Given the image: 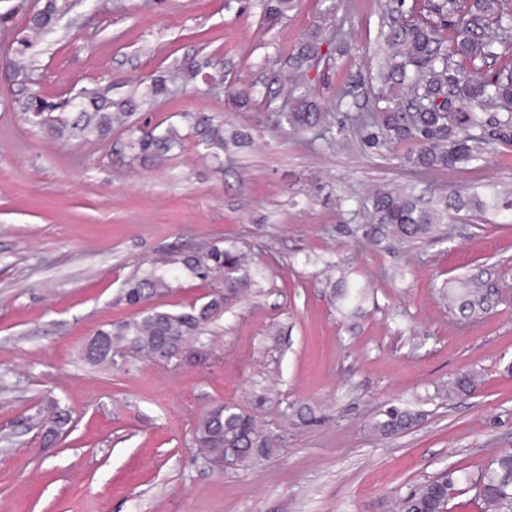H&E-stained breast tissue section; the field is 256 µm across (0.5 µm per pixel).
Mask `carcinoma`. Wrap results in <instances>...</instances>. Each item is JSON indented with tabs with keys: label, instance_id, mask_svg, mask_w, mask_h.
<instances>
[{
	"label": "carcinoma",
	"instance_id": "obj_1",
	"mask_svg": "<svg viewBox=\"0 0 512 512\" xmlns=\"http://www.w3.org/2000/svg\"><path fill=\"white\" fill-rule=\"evenodd\" d=\"M293 0H263L264 16L284 17ZM69 0H44L28 20L36 33L54 29L69 11ZM390 49L380 74L376 109L351 117L353 124L366 131L376 145L410 144L405 161L420 172L449 169L484 161L496 143H512V61L496 67L512 48V0H427L425 14L398 20L381 33ZM321 33L306 34L288 59L273 72L264 91L269 103L291 98L288 111L278 114L295 135L314 134L326 138L330 112L309 92L297 93L307 72L320 60ZM201 72L197 64L161 71L140 94L130 93L112 100V86L85 89L83 108L77 112L71 134L102 141L116 126H123L150 99L168 95L172 86L188 84ZM21 109L35 126L46 123V113L68 109L67 102H55L33 90ZM190 126L210 149L212 157L245 142L247 134L234 130L224 136V126L199 112L187 116ZM129 147L135 157L161 156L181 144L179 131L140 132L128 127ZM461 207L498 213L512 211V199L492 195L468 200L448 198L444 209L422 204L411 194L378 189L360 202L364 223L359 225L360 243L378 246L384 241H416L433 237L439 230L444 210ZM182 264L187 272L207 281L216 278L224 284L208 295V300L187 311L153 309L141 318L101 329L94 337L98 349L86 350V358L113 366L112 348L124 343L140 352L154 355L165 337L184 345L201 326L224 313V298L252 281L237 276L243 267V254L218 243L187 253ZM170 288L162 276L150 275L127 282L124 299L138 305L149 296ZM462 312L475 316L484 311L485 298L476 289H464L453 296ZM418 415L395 403L385 406L371 425L373 432L395 435L417 421ZM69 421V414L58 405L50 406L49 432L57 433ZM195 436L200 448L218 468L245 470L271 456L281 443V435L261 429L255 418L229 405L220 404L202 414ZM475 486L485 512H512V452L495 457L477 477H466ZM458 481L450 472L409 489L399 499L400 512H447L449 490Z\"/></svg>",
	"mask_w": 512,
	"mask_h": 512
}]
</instances>
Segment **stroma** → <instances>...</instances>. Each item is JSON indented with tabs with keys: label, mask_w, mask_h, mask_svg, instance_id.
I'll list each match as a JSON object with an SVG mask.
<instances>
[{
	"label": "stroma",
	"mask_w": 512,
	"mask_h": 512,
	"mask_svg": "<svg viewBox=\"0 0 512 512\" xmlns=\"http://www.w3.org/2000/svg\"><path fill=\"white\" fill-rule=\"evenodd\" d=\"M424 4L296 0L270 23L260 0H77L28 56L16 40L37 0H0V56L13 61L0 69V512H396L399 495L448 470L463 476L448 512H483L469 479L512 451V224L463 210L442 238L382 248L361 247L357 230L358 201L378 188L512 197L511 144L489 163L422 174L406 146L370 145L347 118L374 105L381 30ZM320 22L325 58L305 85L331 129L312 141L285 134L286 101L263 92L273 62ZM193 62L223 74V88L178 89L130 119L183 134L160 157L133 159L124 130L85 142L58 134L69 112L36 127L19 108L34 89L60 98L108 85L117 99ZM243 87L245 108L231 98ZM197 112L249 143L212 159L185 120ZM218 241L246 252L258 280L186 353L87 360L99 329L202 303L207 288L181 258ZM156 271L169 290L128 305L127 282ZM474 277L486 312L449 310L443 289ZM344 279L365 288L359 307L337 303ZM465 372L474 388L449 393ZM393 400L419 418L377 435L371 423ZM53 403L70 422L52 439L39 414ZM221 403L282 434L280 450L215 469L193 431Z\"/></svg>",
	"instance_id": "stroma-1"
}]
</instances>
